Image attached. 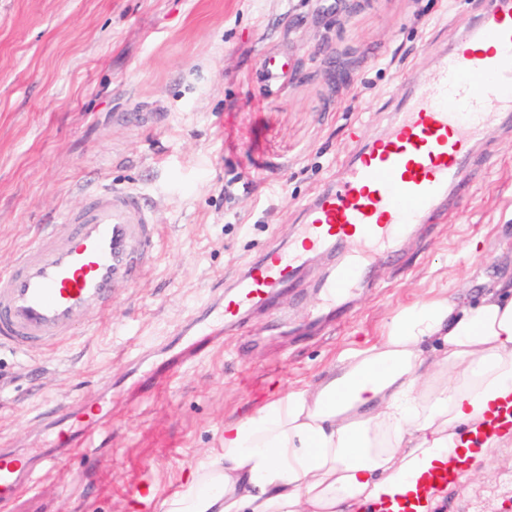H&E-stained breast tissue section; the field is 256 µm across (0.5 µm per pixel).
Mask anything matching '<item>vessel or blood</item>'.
<instances>
[{
    "label": "vessel or blood",
    "instance_id": "vessel-or-blood-1",
    "mask_svg": "<svg viewBox=\"0 0 512 512\" xmlns=\"http://www.w3.org/2000/svg\"><path fill=\"white\" fill-rule=\"evenodd\" d=\"M512 122V0H492L455 37L448 53L391 112L381 135L352 154L336 177L302 209L287 248H272L252 265L219 315L202 312L191 329L209 346L221 343L220 327L265 305L297 282L309 254L336 255L321 282L325 306H335L373 261L393 253L412 225L441 213L450 189L461 187L476 142L499 123ZM80 207L62 223L41 225L35 240L18 248L0 270V348L51 354L112 315L120 285H132L153 261L159 243L140 194L100 185L82 193ZM76 407L59 404L52 427L56 451L73 443L95 447L98 422L79 438L67 429ZM512 430V399L498 404L486 435ZM40 467L0 453V507L34 483Z\"/></svg>",
    "mask_w": 512,
    "mask_h": 512
}]
</instances>
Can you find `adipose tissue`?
<instances>
[{
	"instance_id": "obj_1",
	"label": "adipose tissue",
	"mask_w": 512,
	"mask_h": 512,
	"mask_svg": "<svg viewBox=\"0 0 512 512\" xmlns=\"http://www.w3.org/2000/svg\"><path fill=\"white\" fill-rule=\"evenodd\" d=\"M511 395L512 280L475 303L459 291L415 302L315 383L225 421L220 452L161 512H364L422 487L437 497L441 486L426 483L434 470L459 459L481 474L512 445V433L461 442Z\"/></svg>"
}]
</instances>
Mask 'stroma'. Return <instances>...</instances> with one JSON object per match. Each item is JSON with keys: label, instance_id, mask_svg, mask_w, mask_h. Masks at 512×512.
Returning <instances> with one entry per match:
<instances>
[{"label": "stroma", "instance_id": "1", "mask_svg": "<svg viewBox=\"0 0 512 512\" xmlns=\"http://www.w3.org/2000/svg\"><path fill=\"white\" fill-rule=\"evenodd\" d=\"M487 0H0V267L39 225L78 207L79 185L139 193L160 230L156 260L81 347L0 350V448L29 461L53 446L40 420L100 372L115 385L101 447L75 448L7 512H139L219 449L225 421L269 394L317 380L345 351L377 342L399 309L465 284L475 298L512 277V123L474 151L464 191L378 259L320 333L289 336L323 304L330 265L313 258L273 309L244 314L224 344L156 375L175 334L233 289L358 140L426 78ZM288 63L279 82L258 70ZM351 82L337 88L336 69ZM476 252H468L470 243ZM428 512H512V447L486 476L451 484Z\"/></svg>", "mask_w": 512, "mask_h": 512}]
</instances>
